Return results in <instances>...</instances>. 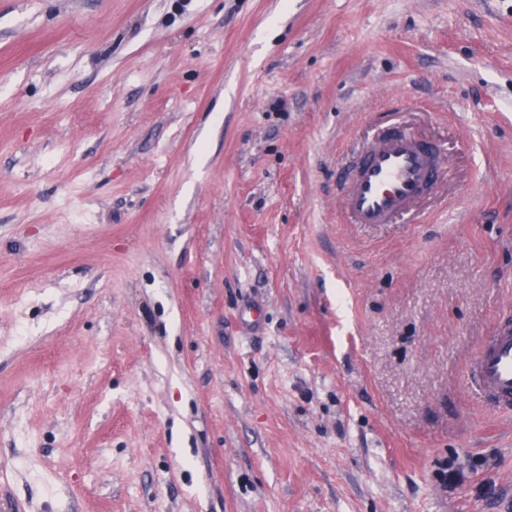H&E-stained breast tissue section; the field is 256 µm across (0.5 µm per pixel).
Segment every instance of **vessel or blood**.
Segmentation results:
<instances>
[{
	"label": "vessel or blood",
	"mask_w": 512,
	"mask_h": 512,
	"mask_svg": "<svg viewBox=\"0 0 512 512\" xmlns=\"http://www.w3.org/2000/svg\"><path fill=\"white\" fill-rule=\"evenodd\" d=\"M448 174L441 145L417 141L397 125L371 146L336 184L358 224L417 222L412 205ZM469 391L512 411V322L503 323L467 379Z\"/></svg>",
	"instance_id": "1"
}]
</instances>
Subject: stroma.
Instances as JSON below:
<instances>
[{
  "mask_svg": "<svg viewBox=\"0 0 512 512\" xmlns=\"http://www.w3.org/2000/svg\"><path fill=\"white\" fill-rule=\"evenodd\" d=\"M506 315L512 0H0V512H512ZM448 174L443 147L417 141L391 124L336 184L355 224H413L411 205ZM469 391L490 396L512 412V322L503 323L467 379Z\"/></svg>",
  "mask_w": 512,
  "mask_h": 512,
  "instance_id": "1",
  "label": "stroma"
}]
</instances>
